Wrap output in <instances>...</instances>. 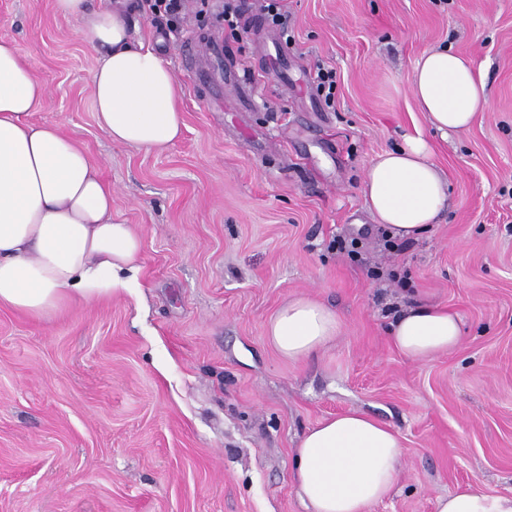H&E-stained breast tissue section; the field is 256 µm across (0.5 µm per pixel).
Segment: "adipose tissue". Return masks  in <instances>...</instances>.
Here are the masks:
<instances>
[{
  "label": "adipose tissue",
  "mask_w": 512,
  "mask_h": 512,
  "mask_svg": "<svg viewBox=\"0 0 512 512\" xmlns=\"http://www.w3.org/2000/svg\"><path fill=\"white\" fill-rule=\"evenodd\" d=\"M62 16L82 19L81 36L100 53L91 76L99 127L111 141L161 150L184 127L181 87L159 54L132 43L125 17L89 9L87 0H54ZM413 92L436 130L471 125L487 103L486 84L448 49L425 54ZM46 95L14 41L0 38V307L47 317L65 301H96L139 286L141 238L112 215V187L87 154L56 125L31 121ZM363 193L377 223L410 239L438 222L448 183L422 139L378 155ZM334 310L306 296L288 300L265 326L268 343L301 361L340 332ZM393 345L424 360L459 345L463 330L448 309L410 308L391 324ZM403 444L385 422L350 410L310 428L295 451L293 487L308 512H367L398 477ZM436 512H512V494L472 488L439 496Z\"/></svg>",
  "instance_id": "adipose-tissue-1"
}]
</instances>
